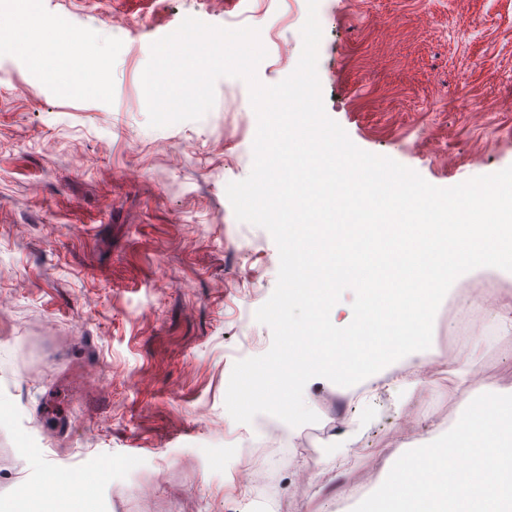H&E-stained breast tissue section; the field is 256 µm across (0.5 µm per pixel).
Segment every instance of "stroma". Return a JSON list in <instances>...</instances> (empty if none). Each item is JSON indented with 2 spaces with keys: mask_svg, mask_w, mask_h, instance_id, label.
<instances>
[{
  "mask_svg": "<svg viewBox=\"0 0 512 512\" xmlns=\"http://www.w3.org/2000/svg\"><path fill=\"white\" fill-rule=\"evenodd\" d=\"M41 14L81 57L94 32L112 56L77 88L51 57L0 45V501L49 467L67 498L101 471V512H243L247 496L250 512H352L347 489L400 453L386 391L312 380L317 430L375 417L342 461L307 447L312 426L258 430L224 403L234 363L272 344L255 312L279 270L271 234L239 221L226 194L253 165L248 86L219 79L202 118L154 128L141 83L151 43L192 16L276 29L257 75L277 84L299 61L305 15L286 0H42ZM317 14L325 111L357 147L438 187L512 166V0H318ZM153 144L169 155L151 158ZM71 150L83 166L59 162ZM461 294L467 313L449 294L434 320V377L408 406L417 438L458 415L475 382L512 388V343L491 321L512 305V275L475 269ZM463 317L470 343L458 348L450 328Z\"/></svg>",
  "mask_w": 512,
  "mask_h": 512,
  "instance_id": "stroma-1",
  "label": "stroma"
}]
</instances>
